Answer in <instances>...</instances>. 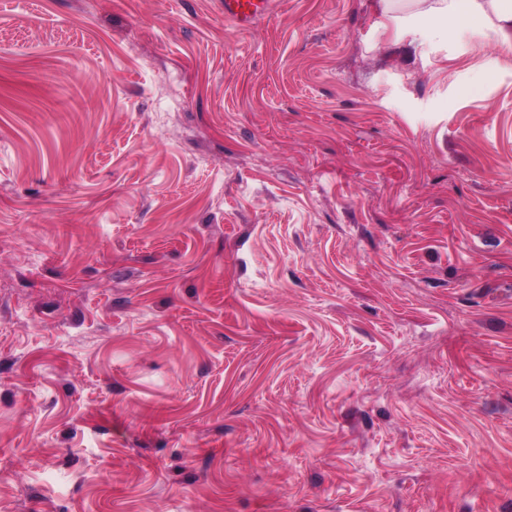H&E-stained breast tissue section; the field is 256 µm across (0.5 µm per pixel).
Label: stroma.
Segmentation results:
<instances>
[{"label":"stroma","instance_id":"obj_1","mask_svg":"<svg viewBox=\"0 0 512 512\" xmlns=\"http://www.w3.org/2000/svg\"><path fill=\"white\" fill-rule=\"evenodd\" d=\"M379 0H0V512H512V56ZM276 8L274 0H224V19L239 29H249Z\"/></svg>","mask_w":512,"mask_h":512}]
</instances>
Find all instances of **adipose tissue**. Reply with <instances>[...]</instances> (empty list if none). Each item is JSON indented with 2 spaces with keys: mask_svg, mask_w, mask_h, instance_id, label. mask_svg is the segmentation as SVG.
<instances>
[{
  "mask_svg": "<svg viewBox=\"0 0 512 512\" xmlns=\"http://www.w3.org/2000/svg\"><path fill=\"white\" fill-rule=\"evenodd\" d=\"M408 31L421 35L434 23L451 33L489 31L503 54H512V0H413Z\"/></svg>",
  "mask_w": 512,
  "mask_h": 512,
  "instance_id": "adipose-tissue-1",
  "label": "adipose tissue"
}]
</instances>
